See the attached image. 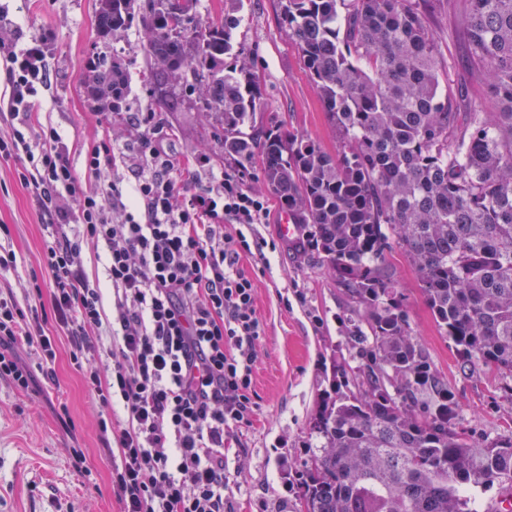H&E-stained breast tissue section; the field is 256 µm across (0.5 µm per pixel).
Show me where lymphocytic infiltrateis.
<instances>
[{"label":"lymphocytic infiltrate","mask_w":512,"mask_h":512,"mask_svg":"<svg viewBox=\"0 0 512 512\" xmlns=\"http://www.w3.org/2000/svg\"><path fill=\"white\" fill-rule=\"evenodd\" d=\"M0 62L7 82L0 157L21 161L19 178L48 218L54 316L98 395L100 429L116 443L112 486L123 512H228L224 460L235 430L252 422L249 392L264 334L255 283L234 265L261 248L253 227L266 218L267 199L227 172L187 193L210 159L171 154L150 112L137 120L145 159L133 184L82 188L56 129L33 120L48 81L46 39L8 45ZM228 222L235 233H225ZM89 244L105 252L111 300L85 275ZM45 323L0 296L1 379L21 389L33 379L11 349L20 339L37 347L42 364L54 362ZM105 326L113 345L103 356ZM116 403L127 415L118 429L110 417Z\"/></svg>","instance_id":"f902f5d3"}]
</instances>
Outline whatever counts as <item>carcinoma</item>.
<instances>
[{"label":"carcinoma","instance_id":"1","mask_svg":"<svg viewBox=\"0 0 512 512\" xmlns=\"http://www.w3.org/2000/svg\"><path fill=\"white\" fill-rule=\"evenodd\" d=\"M96 0L103 39L139 20L157 106L176 112L204 88L224 156L259 166L264 185L305 227L350 301L337 396L323 402L304 512H503L512 505V433L477 441L453 427L457 403L414 336L387 257L414 269L438 327L487 372L512 381V0H470L471 60L488 68L497 111L460 125L440 90L438 48L414 0H282L332 126L336 154L288 129L246 133L259 84L233 42L241 0L189 28L199 0ZM98 109L127 111L121 64L84 75Z\"/></svg>","mask_w":512,"mask_h":512}]
</instances>
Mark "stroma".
I'll use <instances>...</instances> for the list:
<instances>
[{
	"label": "stroma",
	"mask_w": 512,
	"mask_h": 512,
	"mask_svg": "<svg viewBox=\"0 0 512 512\" xmlns=\"http://www.w3.org/2000/svg\"><path fill=\"white\" fill-rule=\"evenodd\" d=\"M422 11L441 53L452 61L451 86L465 87L470 106L492 110L483 67L466 57L463 32L468 0H423ZM234 38L251 64L263 94L256 123L266 129L286 124L335 152L338 135L298 48L281 24L280 0H241ZM52 34L50 81L38 97L34 117L54 127L70 149V162L82 186L96 180L85 167L87 154L101 142L121 151L135 130L128 115L97 111L82 77L89 59L120 62L128 74L130 113L150 110L146 80V36L133 26L112 39L99 37L95 0H0V38L25 44ZM194 92L182 112H159L166 142L184 158L206 151L209 170L197 183L206 188L212 174L237 170L224 156L215 120ZM20 161L0 159V247L16 263L0 271V290L12 291L21 310L37 309L48 317L46 331L58 339L53 377L38 370L35 348L18 344L22 359L34 368L35 384L17 390L0 379V512H122L112 487L113 458L99 427L100 404L71 361L66 337L52 316L49 274L43 264L46 231L29 187L16 170ZM284 214L271 202L265 223L255 225L262 252L246 255L240 269L256 282L255 308L265 333L252 376L256 404L251 426L237 434L224 476L235 512H296L298 482L314 455L317 441L311 421L323 397L332 392L333 364L347 352L341 318L349 301L335 278L314 254L294 251L278 235ZM394 267L409 323L429 353L433 367L447 379L458 401L456 429L480 439L512 428V393L501 380L466 362L459 348L439 329L421 294L414 269L400 253ZM83 448L86 461L76 469L68 450Z\"/></svg>",
	"instance_id": "1"
}]
</instances>
